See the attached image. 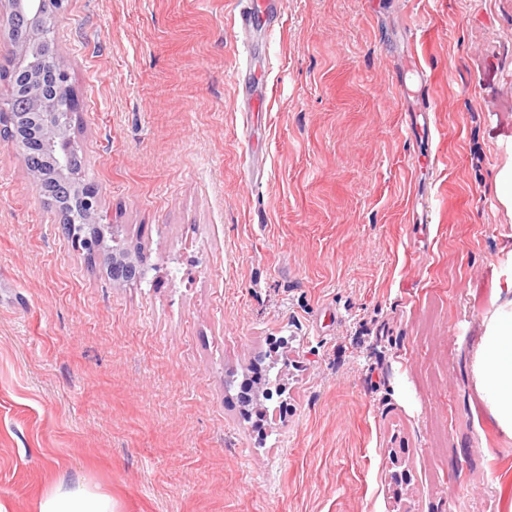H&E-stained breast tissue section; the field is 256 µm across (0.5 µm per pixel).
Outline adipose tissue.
Wrapping results in <instances>:
<instances>
[{"mask_svg": "<svg viewBox=\"0 0 512 512\" xmlns=\"http://www.w3.org/2000/svg\"><path fill=\"white\" fill-rule=\"evenodd\" d=\"M482 333L472 356L473 387L486 414L506 440L512 441V276L497 289L490 309L481 315ZM38 512H115L109 494L77 483L55 485L38 503Z\"/></svg>", "mask_w": 512, "mask_h": 512, "instance_id": "obj_1", "label": "adipose tissue"}]
</instances>
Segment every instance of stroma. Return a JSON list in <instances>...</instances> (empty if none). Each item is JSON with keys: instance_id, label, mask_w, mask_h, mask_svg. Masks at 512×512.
Returning a JSON list of instances; mask_svg holds the SVG:
<instances>
[{"instance_id": "1", "label": "stroma", "mask_w": 512, "mask_h": 512, "mask_svg": "<svg viewBox=\"0 0 512 512\" xmlns=\"http://www.w3.org/2000/svg\"><path fill=\"white\" fill-rule=\"evenodd\" d=\"M273 9L245 46L231 0L48 5L93 222L148 271L76 250L0 135L9 512L80 478L116 512H512L470 380L512 272V0ZM256 364L284 392L245 407Z\"/></svg>"}]
</instances>
